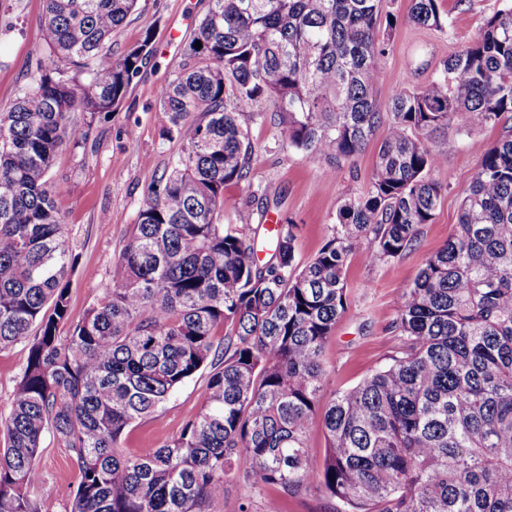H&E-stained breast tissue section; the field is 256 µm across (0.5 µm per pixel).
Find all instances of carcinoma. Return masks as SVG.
<instances>
[{
    "label": "carcinoma",
    "mask_w": 512,
    "mask_h": 512,
    "mask_svg": "<svg viewBox=\"0 0 512 512\" xmlns=\"http://www.w3.org/2000/svg\"><path fill=\"white\" fill-rule=\"evenodd\" d=\"M44 2L49 64L0 109V351L28 346L0 424V512H41L26 489L47 431L78 469L70 512H213L229 483L246 490L238 512L256 494L263 512H282L283 498L312 488L344 512H512V126L403 292L386 363L323 397L358 246L370 266L391 261L433 223L443 150L431 134L457 120L495 128L512 113V3L427 85L382 106L383 0H210L158 94L183 154L144 191L99 300L70 324L77 255L47 175L64 144L122 103L154 48L147 34L117 57L104 50L137 0ZM440 2L411 0L408 20L444 29ZM245 112L327 159L331 175L384 129L367 187L303 265L294 225L270 234L222 221L225 190L250 185ZM203 373L200 412L178 434L120 451ZM316 418L319 464L307 446Z\"/></svg>",
    "instance_id": "obj_1"
}]
</instances>
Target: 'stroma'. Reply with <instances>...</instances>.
<instances>
[{
    "label": "stroma",
    "mask_w": 512,
    "mask_h": 512,
    "mask_svg": "<svg viewBox=\"0 0 512 512\" xmlns=\"http://www.w3.org/2000/svg\"><path fill=\"white\" fill-rule=\"evenodd\" d=\"M502 4L503 0H442L447 25L440 31L408 21L410 0H384V10L396 15L398 24L380 63L379 101H387L401 87L427 84L443 61L472 41ZM208 7L209 0H137L110 48L113 55H120L148 34L153 58L111 117L94 123L80 146H64L54 160L53 197L63 217L64 234L79 256L70 276L71 321L81 320L100 297L112 263L137 222L145 188L169 171L184 150L182 141L162 135L167 116L157 93L183 62L184 49ZM43 12L44 0H0V108L31 82L38 63L48 57L42 39ZM240 122L248 128L253 145L252 186L226 191L224 221L297 224V259L307 262L321 248L338 207L366 188L380 139L372 137L355 160L341 163L330 177L325 159L289 147L276 125L260 124L245 115ZM499 136L496 128L460 133L459 148L444 155L433 174L446 192L414 251L375 267L368 266L362 256L353 257L348 270L352 305L338 320L324 352L326 391L355 385L384 363L395 343L390 325L403 290L414 280L423 259L447 242L472 177ZM27 354L24 345L0 352V420L9 413ZM205 386V376L194 378L164 409L139 421L122 443L124 452L156 448L176 435L198 413ZM37 466L41 478L30 487L31 498L40 504L41 512H68L78 473L52 435L43 438Z\"/></svg>",
    "instance_id": "stroma-1"
}]
</instances>
